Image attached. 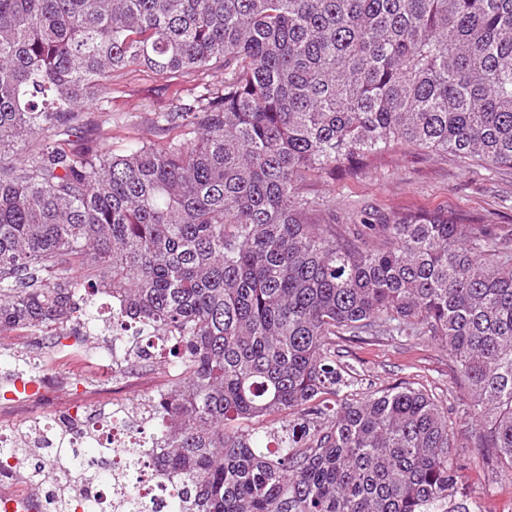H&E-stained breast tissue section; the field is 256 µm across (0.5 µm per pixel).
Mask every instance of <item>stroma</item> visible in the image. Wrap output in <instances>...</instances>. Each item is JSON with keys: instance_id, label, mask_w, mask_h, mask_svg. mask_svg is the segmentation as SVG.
<instances>
[{"instance_id": "1", "label": "stroma", "mask_w": 512, "mask_h": 512, "mask_svg": "<svg viewBox=\"0 0 512 512\" xmlns=\"http://www.w3.org/2000/svg\"><path fill=\"white\" fill-rule=\"evenodd\" d=\"M222 72L163 76L139 68L112 78V129L92 132L96 149L122 151L127 125L145 134L142 121L153 112L169 111L174 93L190 98L202 87L222 83ZM301 192L311 204V223L328 219L349 224L376 211L393 216L405 212L442 211L464 224L512 225V168L488 169L451 154L393 148L367 161L354 174L335 178L313 177L303 182ZM336 357L351 370L353 388L339 392V399L360 397L391 388L410 387L428 394L448 412L457 440H464L469 417L468 389L447 351L434 339L400 341L377 336L364 341L337 339ZM76 381L67 402L88 405L132 404L167 384L169 376L160 366L113 376L107 351L91 365L76 368ZM455 455L464 465L451 490L453 503L465 504L469 512H512V478L476 462V449L458 447Z\"/></svg>"}]
</instances>
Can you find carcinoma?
Instances as JSON below:
<instances>
[{
    "label": "carcinoma",
    "instance_id": "1",
    "mask_svg": "<svg viewBox=\"0 0 512 512\" xmlns=\"http://www.w3.org/2000/svg\"><path fill=\"white\" fill-rule=\"evenodd\" d=\"M137 66L224 82L176 96L152 139L78 144L82 105ZM396 145L512 167V0H0V337L110 331L125 373L160 342L172 380L124 455L169 512H436L461 468L448 414L407 387L329 406L354 386L336 337L439 341L468 383L470 447L512 474V228L306 222L305 178ZM108 452L62 433L0 462L89 487ZM138 490L125 512L146 510ZM79 508L98 512L55 493L46 512Z\"/></svg>",
    "mask_w": 512,
    "mask_h": 512
}]
</instances>
